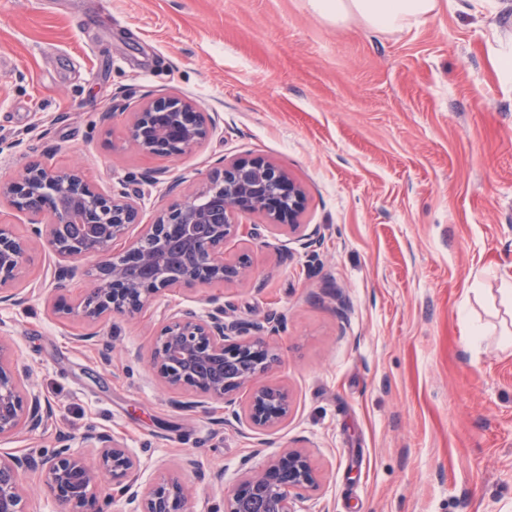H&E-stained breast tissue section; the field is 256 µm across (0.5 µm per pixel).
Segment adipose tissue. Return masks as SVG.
<instances>
[{
    "mask_svg": "<svg viewBox=\"0 0 512 512\" xmlns=\"http://www.w3.org/2000/svg\"><path fill=\"white\" fill-rule=\"evenodd\" d=\"M313 13L328 21H357L379 32H396L421 24L439 0H309Z\"/></svg>",
    "mask_w": 512,
    "mask_h": 512,
    "instance_id": "obj_1",
    "label": "adipose tissue"
}]
</instances>
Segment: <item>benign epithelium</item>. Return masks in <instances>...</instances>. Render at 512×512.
I'll return each mask as SVG.
<instances>
[{
	"label": "benign epithelium",
	"mask_w": 512,
	"mask_h": 512,
	"mask_svg": "<svg viewBox=\"0 0 512 512\" xmlns=\"http://www.w3.org/2000/svg\"><path fill=\"white\" fill-rule=\"evenodd\" d=\"M214 119L180 96L151 99L133 113L127 127L129 144L137 151L175 157L206 140ZM21 200L33 216L30 236L16 235L0 225V302H18L13 290L33 253L42 250L56 262L53 280L75 274L73 262L96 258L88 288L70 303L60 299L54 312L95 325L112 314L141 312L161 292L200 285H219L246 278L250 261L224 260V240L236 234L245 215L261 214L273 228L288 227L306 249L320 244L318 229L299 222L305 191L283 169L244 158L224 160L180 204L160 213L143 233L129 240L120 255L113 246L128 240L141 223L139 197L125 183L105 194L77 168L55 169L42 163L25 166L17 175L0 179V201ZM145 238L156 240L151 251L140 248ZM133 261L145 277L129 276ZM282 320L267 315L261 321L229 320L219 304L200 312L179 308L162 328L152 352L151 369L169 391L196 399L178 401L187 408L224 404L223 421L270 430L288 420L289 390L264 383V374L277 354L264 339L279 331ZM102 346V360L112 362V337L95 333L80 337ZM245 391L247 399L238 403ZM50 408L31 382L29 371L14 364L10 340L0 336V439L22 430L43 427ZM97 446L75 449L64 444L51 453L28 451L0 454V512H27L22 478L34 472L61 512H104L99 489L109 486L126 497L128 512H196L187 483L178 475L140 482V464L132 451L108 434L96 436ZM320 474L304 448H284L243 468L224 490V512H296V501L318 489Z\"/></svg>",
	"instance_id": "obj_1"
}]
</instances>
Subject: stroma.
Here are the masks:
<instances>
[{
  "instance_id": "stroma-1",
  "label": "stroma",
  "mask_w": 512,
  "mask_h": 512,
  "mask_svg": "<svg viewBox=\"0 0 512 512\" xmlns=\"http://www.w3.org/2000/svg\"><path fill=\"white\" fill-rule=\"evenodd\" d=\"M510 53L512 0H448L393 33L321 20L307 0H0V177L40 162L79 166L103 191L125 179L148 224L183 200L144 184L152 171L201 179L227 157L262 159L303 185L301 221L321 236L314 259L251 217L224 258L248 254L252 278L107 317L108 365L86 323L51 311L79 296L90 261L57 282L36 252L17 282L28 300L0 304V336L53 415L0 453L49 452L62 434L89 448L107 432L145 482L194 457L199 512H222L216 472L229 483L254 452L302 447L321 483L297 512H512V346L467 335L474 320L499 326L512 283ZM169 94L216 132L178 157L132 150V112ZM213 296L245 323L282 316L262 376L292 394L281 427L215 425L221 404L178 407L150 374L168 309Z\"/></svg>"
}]
</instances>
